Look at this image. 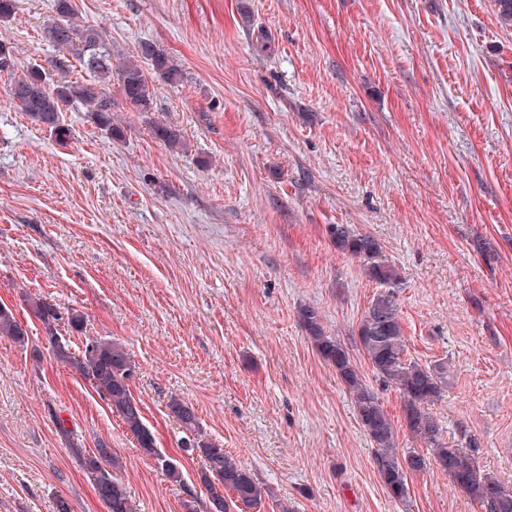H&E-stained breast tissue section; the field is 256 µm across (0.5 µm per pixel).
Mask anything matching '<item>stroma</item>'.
<instances>
[{
	"instance_id": "stroma-1",
	"label": "stroma",
	"mask_w": 512,
	"mask_h": 512,
	"mask_svg": "<svg viewBox=\"0 0 512 512\" xmlns=\"http://www.w3.org/2000/svg\"><path fill=\"white\" fill-rule=\"evenodd\" d=\"M74 2L113 58L152 41L183 78L159 82L148 112L106 84L114 136L69 104L64 145L0 87V304L29 335L0 337V512H104L77 457L101 440L138 512H207L173 395L265 488L252 512H482L433 463L407 502L389 495L297 311L316 308L352 346L381 286L329 227L375 238L400 273L410 358L448 366L431 407L444 437H472L482 469L512 485V27L492 0ZM55 3L18 0L0 23L16 71L55 77ZM35 294L86 314L85 333L64 334L71 349L86 334L126 345L131 391L180 481L55 359ZM353 356L399 451L426 454L399 392Z\"/></svg>"
}]
</instances>
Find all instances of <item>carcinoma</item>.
I'll use <instances>...</instances> for the list:
<instances>
[{"instance_id":"cac0c4a2","label":"carcinoma","mask_w":512,"mask_h":512,"mask_svg":"<svg viewBox=\"0 0 512 512\" xmlns=\"http://www.w3.org/2000/svg\"><path fill=\"white\" fill-rule=\"evenodd\" d=\"M55 9L58 18L46 27L45 35L59 51L55 67L60 78L48 86L44 71L37 65L17 74L12 49L1 41L0 76H6L9 98L56 141L66 143L72 137L63 118L64 107L72 101L80 102L100 126L112 131V98L105 92L104 83L114 74L125 100L141 112L152 110L157 81H180L182 71L174 59L152 42L140 43L136 56L112 66V55L98 29L79 24L72 0H56ZM73 59L87 69L89 79H69ZM155 135L171 150L183 148L179 130L170 125L156 126ZM329 237L337 249L360 260L368 275L387 287L372 299L360 318L354 341L379 380L395 385L401 394L407 430L423 440L430 457L448 474L454 487L478 503L484 512H512V486L481 470L470 442L452 443L444 438L441 426L428 411V406L440 400L448 386V370L442 363L422 365L407 357L399 309L390 291L400 278L398 269L388 261L374 238L347 224L330 225ZM28 304L43 324L55 358L106 398L111 411L119 415L143 452L153 457L167 476L181 480L179 469L158 452L155 438L143 422L141 405L130 389L131 372L136 365L126 346L110 338L87 336L74 353L58 336V326L63 323L81 333L86 329V314L73 308L63 316L55 305L40 297L30 299ZM298 321L317 353L335 368L341 384L352 395L357 417L375 446L374 464L380 480L392 498L405 501L409 494L408 477L425 468L426 458L414 450L398 452L397 433L378 393L364 382L347 346L325 334L319 312L303 307L298 311ZM0 337L20 346L28 343L26 328L5 304L0 305ZM167 407L192 436L190 447L204 458L200 481L209 494L210 512H230L232 505L257 507L265 489L250 469L239 464L222 444L201 434L194 409L186 401L172 395ZM77 456L106 512H137L127 485L115 472L117 457L106 442H100L92 454L79 452ZM228 492L233 495L230 501L225 497Z\"/></svg>"}]
</instances>
